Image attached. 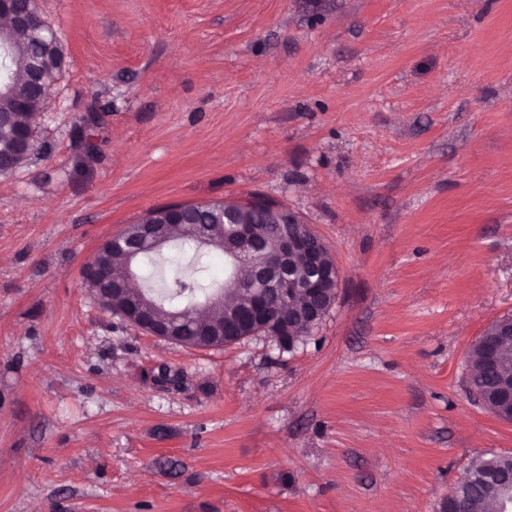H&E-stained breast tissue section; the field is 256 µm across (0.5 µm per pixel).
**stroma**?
Wrapping results in <instances>:
<instances>
[{"label": "stroma", "mask_w": 512, "mask_h": 512, "mask_svg": "<svg viewBox=\"0 0 512 512\" xmlns=\"http://www.w3.org/2000/svg\"><path fill=\"white\" fill-rule=\"evenodd\" d=\"M38 6L64 63L0 173V512H441L512 454L467 367L512 315V0ZM250 194L340 271L307 344L189 347L94 300L104 240Z\"/></svg>", "instance_id": "stroma-1"}]
</instances>
